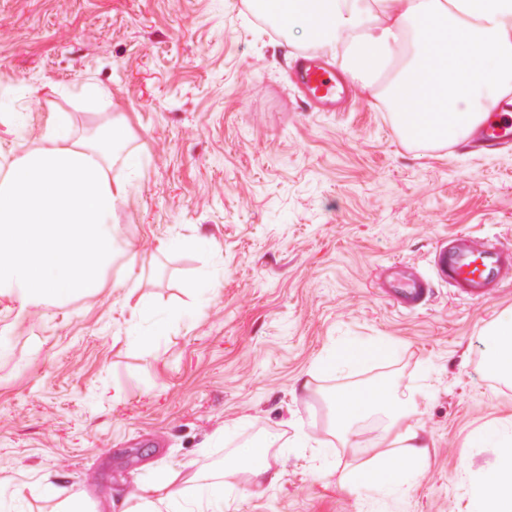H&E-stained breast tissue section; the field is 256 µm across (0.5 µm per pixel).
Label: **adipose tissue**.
Masks as SVG:
<instances>
[{
	"label": "adipose tissue",
	"mask_w": 512,
	"mask_h": 512,
	"mask_svg": "<svg viewBox=\"0 0 512 512\" xmlns=\"http://www.w3.org/2000/svg\"><path fill=\"white\" fill-rule=\"evenodd\" d=\"M282 30H301L313 47L349 46L343 71L364 75L394 105L407 139L460 141L512 98V0H267ZM425 102L416 112V102ZM47 147L15 159L0 175V298L20 313L69 295L97 296L116 256L112 216L126 192L111 176L123 131L73 141L61 113L46 120ZM489 372L512 381V315L491 330ZM383 412L385 435L403 450L400 471L415 474L429 457L425 435L408 423L411 396L372 390L337 398L344 426ZM183 470L167 468L122 512H204L182 496ZM472 512H512V459L485 481Z\"/></svg>",
	"instance_id": "ef3b65f1"
}]
</instances>
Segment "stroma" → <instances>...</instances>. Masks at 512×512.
<instances>
[{
	"mask_svg": "<svg viewBox=\"0 0 512 512\" xmlns=\"http://www.w3.org/2000/svg\"><path fill=\"white\" fill-rule=\"evenodd\" d=\"M309 52L249 0H0V169L62 112L79 142L122 127L129 184L97 297L0 300V512H59L52 483L114 512V491L176 464L224 512H470L512 456L472 438L512 420V384L484 366L512 283L485 303L438 284L410 312L382 292L400 261L431 276L459 233L512 247V150L405 140L359 83L346 111H313L290 79ZM89 79L106 102L81 96ZM352 344L383 353L324 369ZM373 383L413 394L431 445L403 485L379 417L332 426L330 397ZM269 437L281 477L249 486L239 451ZM385 461L383 492L368 467Z\"/></svg>",
	"mask_w": 512,
	"mask_h": 512,
	"instance_id": "stroma-1",
	"label": "stroma"
}]
</instances>
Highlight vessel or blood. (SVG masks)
<instances>
[{
  "label": "vessel or blood",
  "mask_w": 512,
  "mask_h": 512,
  "mask_svg": "<svg viewBox=\"0 0 512 512\" xmlns=\"http://www.w3.org/2000/svg\"><path fill=\"white\" fill-rule=\"evenodd\" d=\"M294 75L307 102L320 110H333L345 96L335 69L316 58L298 57ZM475 136L489 147L511 143L512 114L489 113L476 127ZM433 268L434 277L429 280L413 267H405L401 278L389 280L388 295L412 310L426 301L437 280L467 300L490 301L512 279V249L485 236L461 234L436 250Z\"/></svg>",
  "instance_id": "b4317fda"
}]
</instances>
